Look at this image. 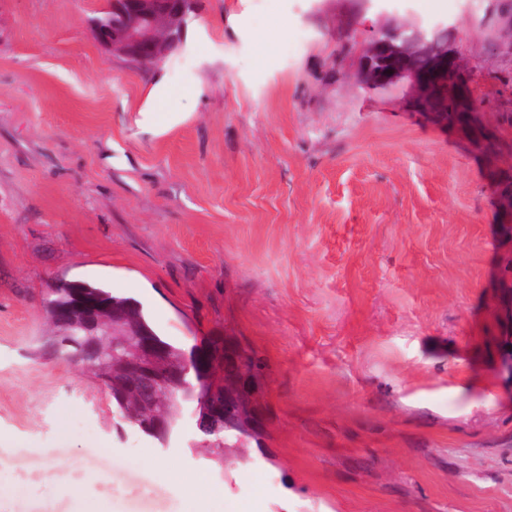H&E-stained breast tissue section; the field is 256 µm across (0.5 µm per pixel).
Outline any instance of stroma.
<instances>
[{"label":"stroma","mask_w":512,"mask_h":512,"mask_svg":"<svg viewBox=\"0 0 512 512\" xmlns=\"http://www.w3.org/2000/svg\"><path fill=\"white\" fill-rule=\"evenodd\" d=\"M424 2L197 0L183 48L143 66L94 37L111 0H0V488L26 486L15 512H187L147 449L222 489L211 512H512V239L495 205L512 151L480 155L354 78L382 16L458 22L475 103L512 137V57L487 39L498 0ZM159 73L188 117L156 136L136 119ZM191 83L200 97L181 100ZM62 280L135 298L184 350L224 334L252 350V464L189 449L188 416L166 448L126 425L46 344Z\"/></svg>","instance_id":"stroma-1"}]
</instances>
